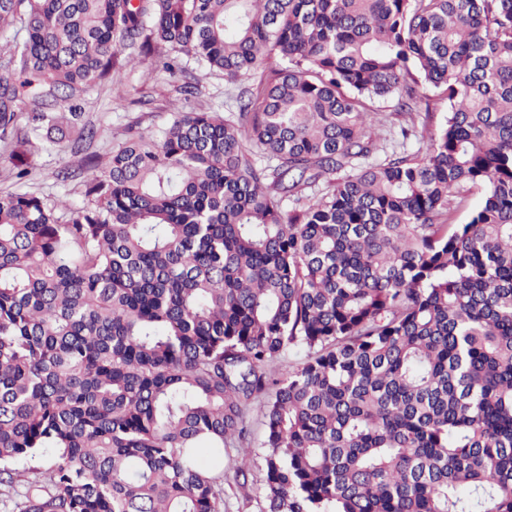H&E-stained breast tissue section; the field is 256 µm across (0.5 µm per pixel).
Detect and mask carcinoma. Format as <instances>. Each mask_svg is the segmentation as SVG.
<instances>
[{"label":"carcinoma","instance_id":"cac0c4a2","mask_svg":"<svg viewBox=\"0 0 512 512\" xmlns=\"http://www.w3.org/2000/svg\"><path fill=\"white\" fill-rule=\"evenodd\" d=\"M157 55L252 76L235 117L0 191L11 512H224L253 410L266 512H512V0H0L11 179ZM375 101L447 115L376 161Z\"/></svg>","mask_w":512,"mask_h":512}]
</instances>
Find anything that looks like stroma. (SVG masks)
Wrapping results in <instances>:
<instances>
[{
	"label": "stroma",
	"mask_w": 512,
	"mask_h": 512,
	"mask_svg": "<svg viewBox=\"0 0 512 512\" xmlns=\"http://www.w3.org/2000/svg\"><path fill=\"white\" fill-rule=\"evenodd\" d=\"M201 93L194 102L185 101L179 93L181 77H172L158 69L155 60L130 67L125 72V82L131 94L119 99L109 89L93 91L85 106V117L97 131L93 149L99 154L108 153L112 146L125 136L127 129L147 132L170 121L177 112H189L196 103H205L213 108L232 113L233 98L239 83L227 82L223 76L209 75L198 71ZM78 168L80 156L70 152L67 143L50 145L35 152L31 158L34 171L32 188L48 197L78 201L74 182L60 183L56 173L61 164ZM263 428L253 424L249 451L252 462L247 487H239L234 480L236 449L224 451V512H262L264 502L256 495L266 477L265 455L262 446Z\"/></svg>",
	"instance_id": "35a3bbf8"
}]
</instances>
